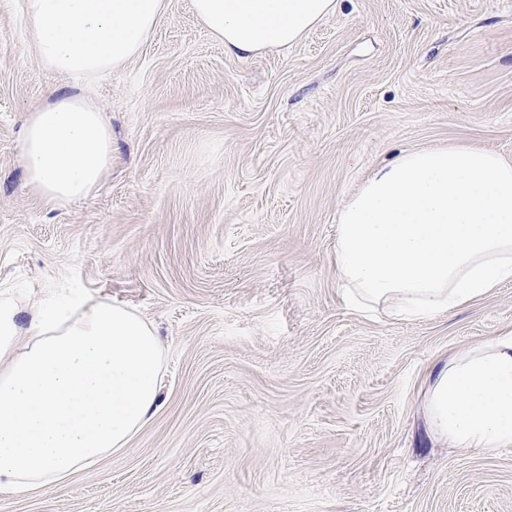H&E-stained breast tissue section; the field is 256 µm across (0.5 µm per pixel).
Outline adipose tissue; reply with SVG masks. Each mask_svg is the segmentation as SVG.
<instances>
[{
	"label": "adipose tissue",
	"instance_id": "obj_1",
	"mask_svg": "<svg viewBox=\"0 0 512 512\" xmlns=\"http://www.w3.org/2000/svg\"><path fill=\"white\" fill-rule=\"evenodd\" d=\"M337 0H191L245 58L295 45ZM166 0H25L30 47L49 69L97 80L138 56ZM20 163L44 200L89 198L112 166V130L88 99L56 91L27 112ZM346 306L405 321L452 314L512 282V162L462 146L415 149L378 168L338 215ZM27 326H20V314ZM163 354L127 308L71 289L19 306L0 295V492L39 493L124 450L153 415ZM429 437L495 455L512 447V332L433 365Z\"/></svg>",
	"mask_w": 512,
	"mask_h": 512
}]
</instances>
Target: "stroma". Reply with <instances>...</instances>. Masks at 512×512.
<instances>
[{
    "label": "stroma",
    "mask_w": 512,
    "mask_h": 512,
    "mask_svg": "<svg viewBox=\"0 0 512 512\" xmlns=\"http://www.w3.org/2000/svg\"><path fill=\"white\" fill-rule=\"evenodd\" d=\"M88 97L112 168L64 207L27 186L26 112ZM512 160V0H338L288 48L226 56L191 10L99 80L34 55L0 0V292L75 286L151 323L160 405L127 450L0 512H512V447L425 431L431 366L512 331V283L421 321L347 309L336 219L401 152Z\"/></svg>",
    "instance_id": "35a3bbf8"
}]
</instances>
